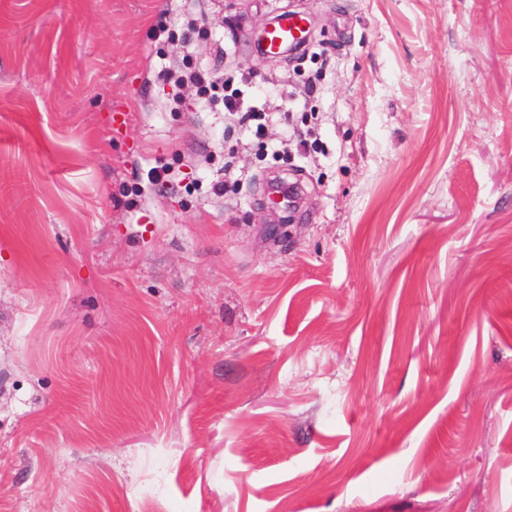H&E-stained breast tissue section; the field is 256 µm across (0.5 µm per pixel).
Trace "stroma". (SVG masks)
Wrapping results in <instances>:
<instances>
[{"label": "stroma", "instance_id": "35a3bbf8", "mask_svg": "<svg viewBox=\"0 0 512 512\" xmlns=\"http://www.w3.org/2000/svg\"><path fill=\"white\" fill-rule=\"evenodd\" d=\"M0 512H512V0H0ZM307 24V19L302 16L293 17L291 15L283 18L278 25L269 32L266 52L269 55H277L282 47L299 44L298 37L303 34V28ZM166 81L177 89L184 86H192L195 89V101L197 105L206 106L214 101L212 94L220 75L214 70L191 68L168 69L164 73ZM223 86H224V97L221 98V103L224 105V110L228 112L229 115L233 116L239 126L244 128L245 130L252 131L251 123L254 121H262L266 120V114L251 112L249 110L243 111L240 103V94L238 92L239 89H231L229 90V85L223 78Z\"/></svg>", "mask_w": 512, "mask_h": 512}]
</instances>
